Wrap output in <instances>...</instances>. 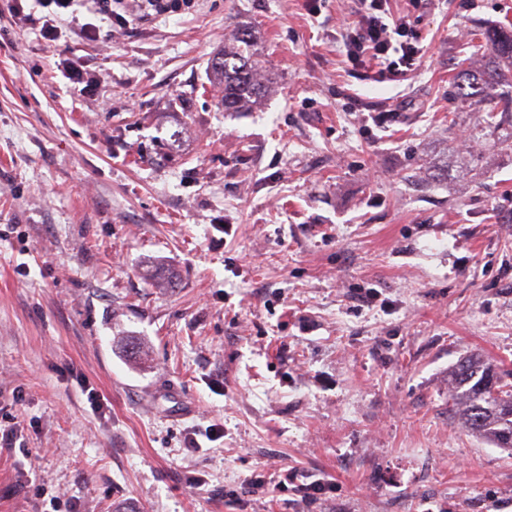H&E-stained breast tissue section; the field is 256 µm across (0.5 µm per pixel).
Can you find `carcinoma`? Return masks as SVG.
<instances>
[{
  "label": "carcinoma",
  "instance_id": "obj_1",
  "mask_svg": "<svg viewBox=\"0 0 512 512\" xmlns=\"http://www.w3.org/2000/svg\"><path fill=\"white\" fill-rule=\"evenodd\" d=\"M491 53L512 67V30L503 26L485 34ZM252 34L243 30L224 42V49L212 59L214 80L224 85L222 104L226 112H239L261 100L270 89L269 80L254 59ZM454 84V96L462 105L480 109L484 105V77L463 69ZM454 385L453 412L477 437L498 448L512 449V383L506 382L478 357L461 360L451 371Z\"/></svg>",
  "mask_w": 512,
  "mask_h": 512
}]
</instances>
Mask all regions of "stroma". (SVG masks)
<instances>
[{
    "instance_id": "obj_1",
    "label": "stroma",
    "mask_w": 512,
    "mask_h": 512,
    "mask_svg": "<svg viewBox=\"0 0 512 512\" xmlns=\"http://www.w3.org/2000/svg\"><path fill=\"white\" fill-rule=\"evenodd\" d=\"M307 2L49 42L0 0V512H512L448 381L512 373V114L452 97L512 0H431L401 82ZM239 28L274 88L227 112Z\"/></svg>"
}]
</instances>
